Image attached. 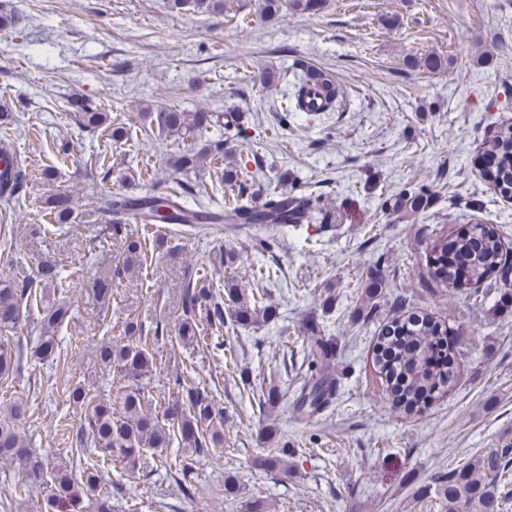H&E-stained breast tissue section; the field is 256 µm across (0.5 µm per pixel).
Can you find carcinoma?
Returning <instances> with one entry per match:
<instances>
[{"mask_svg":"<svg viewBox=\"0 0 512 512\" xmlns=\"http://www.w3.org/2000/svg\"><path fill=\"white\" fill-rule=\"evenodd\" d=\"M230 0H170V8L178 12L198 11L202 8L231 13ZM320 0H263L261 12L270 17L281 16L288 11H315ZM318 95L326 105L323 111L334 110L338 98L336 86L327 77L322 79ZM154 117L159 133L187 135L211 125L212 116L207 112H182L164 109L146 113ZM78 121L86 128L112 125L115 118L108 112L86 106L81 107ZM224 153L221 142L191 148L174 158L172 166L188 171L203 165L210 155ZM487 155L494 159L493 175L487 180L499 190L502 197L512 198V122L501 125L489 143ZM183 193L171 189L166 193H149L142 197L115 196L107 201L109 212L119 214L126 209L139 210L145 226L177 224L180 221L177 201ZM431 198L425 187L405 189L400 192L397 206L415 212L429 208ZM46 205L49 214L59 224L73 219L68 197L51 196ZM214 223L222 224H331L329 213L322 211L319 202L311 197L295 196L266 186L264 192L244 204L227 207L226 214L213 215ZM126 257L123 266L106 270L93 283V288L103 298L110 294L112 277L141 265L144 252L142 240L125 236ZM463 255L467 260L465 275L457 272L448 262V251ZM512 266L509 253L499 235L486 224L470 225L467 237L440 238L435 241L425 264L428 287H453L466 292V296L478 299L480 285L491 276H505ZM206 268H200L196 283L187 288L183 299V315L179 326L178 341L192 342L196 338L197 325L194 314L202 312L214 325L224 324V301L215 298ZM382 290L381 276L371 271L363 286L362 295L369 302ZM233 304L235 320L241 324L257 323L271 318L274 309L265 304L263 297L247 296L236 288L225 290ZM37 297L35 286L28 280L0 276V328L16 324L20 306ZM70 315L65 300L44 309L41 318L44 336L34 348L36 358L55 359L58 343L55 329L61 327ZM448 328L425 313L407 311L388 322L374 344V365L381 377L385 391L394 406L407 414L419 413L436 397L448 392L456 380L458 352H453L448 363L439 362V351ZM21 352L0 345V380L12 376ZM104 368L114 370L121 379L132 381L152 371L156 360L149 352L147 341L138 338L130 343L114 346L104 344L99 349ZM175 384L181 391L182 404L174 408L177 432L184 447L200 454H208L219 447L224 439V414L215 412L205 389L187 385L181 380ZM336 396V378L322 369L308 377L293 402L299 418L310 421L327 408ZM72 400L89 408V429L79 426L68 437L79 447L93 444L102 461H86L85 495L95 497L97 512H111L109 492L102 489L100 473L113 461L136 467L146 448H166L170 433L158 416L144 405V396L130 385L117 388V401L98 400L86 388L78 384L70 391ZM0 460L17 465L25 474L23 482L14 486V494L26 495L42 481L47 471H52L54 492L46 501L45 512H73L79 494L71 485L68 470L57 463L35 455L11 422L0 419ZM439 497L448 512H504L512 501V447L490 448L463 464L448 470L447 477L438 483Z\"/></svg>","mask_w":512,"mask_h":512,"instance_id":"carcinoma-1","label":"carcinoma"}]
</instances>
